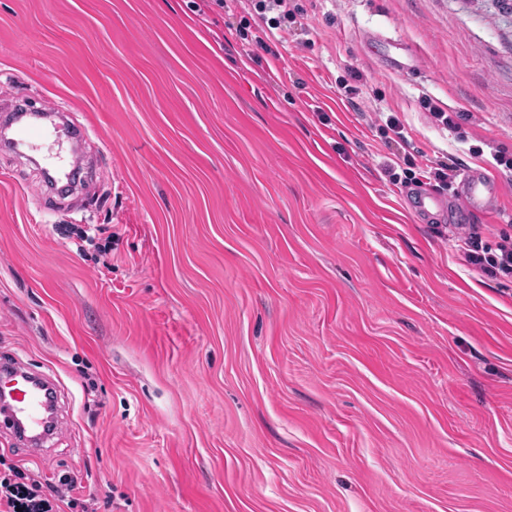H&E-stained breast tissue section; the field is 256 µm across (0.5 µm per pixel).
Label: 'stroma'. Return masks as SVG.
I'll return each mask as SVG.
<instances>
[{"label": "stroma", "instance_id": "35a3bbf8", "mask_svg": "<svg viewBox=\"0 0 512 512\" xmlns=\"http://www.w3.org/2000/svg\"><path fill=\"white\" fill-rule=\"evenodd\" d=\"M190 5L0 0V123L60 113L84 157L58 195L0 148V362L59 426L0 455L97 512H512V278L417 217L454 189L382 169L486 171L482 243L512 234V5L288 0L257 56L250 0Z\"/></svg>", "mask_w": 512, "mask_h": 512}]
</instances>
